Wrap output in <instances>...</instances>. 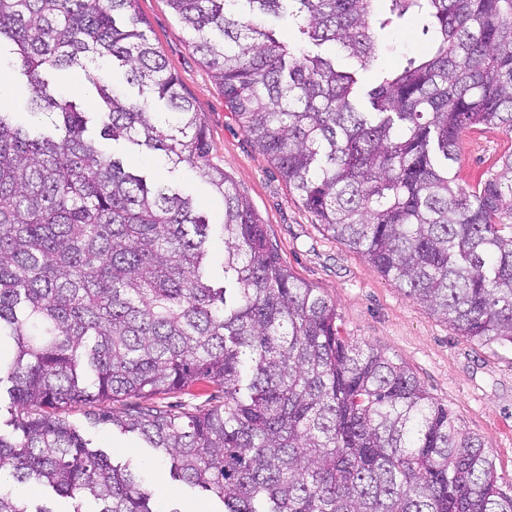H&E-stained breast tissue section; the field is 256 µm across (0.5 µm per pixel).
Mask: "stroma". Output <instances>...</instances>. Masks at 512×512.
<instances>
[{"instance_id":"1","label":"stroma","mask_w":512,"mask_h":512,"mask_svg":"<svg viewBox=\"0 0 512 512\" xmlns=\"http://www.w3.org/2000/svg\"><path fill=\"white\" fill-rule=\"evenodd\" d=\"M137 10L150 42L177 75L184 95L202 118L212 163L223 168L250 200L284 264L335 305L342 336L371 345L393 362L407 366L438 402L448 406L463 431L486 442L503 486L511 493L512 347L479 344L458 335L407 298L361 255L333 239L229 112L223 89L191 48L188 31L166 0H138ZM426 50L414 18L405 17L380 39L373 63L358 71V80L364 89H372L380 71L396 69L406 58ZM104 149L148 182L176 187L191 197L210 224L222 223L223 200L195 169L172 166L159 154L126 142L108 141ZM510 151L512 137L501 130L480 127L465 131L453 169L457 183L473 189L498 158ZM68 419L92 447L106 451L114 460L134 455L146 462L152 486L179 512H219L218 501L172 480L138 435L94 423L83 406L71 408Z\"/></svg>"}]
</instances>
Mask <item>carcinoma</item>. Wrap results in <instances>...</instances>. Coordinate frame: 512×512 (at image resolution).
<instances>
[{
    "instance_id": "obj_1",
    "label": "carcinoma",
    "mask_w": 512,
    "mask_h": 512,
    "mask_svg": "<svg viewBox=\"0 0 512 512\" xmlns=\"http://www.w3.org/2000/svg\"><path fill=\"white\" fill-rule=\"evenodd\" d=\"M137 0H0L28 111H0V512L47 488L70 512H178L88 447L63 411L136 432L222 512H512L485 442L405 366L341 336L266 225L210 159L198 112L142 29ZM253 145L336 241L478 343L512 345V152L477 188L452 174L462 132L512 135V0H166ZM429 44L362 91L356 68L405 16ZM282 22L299 35L277 36ZM332 53H312L307 45ZM353 68H336V56ZM87 70L94 114L46 74ZM124 68L132 97L110 81ZM195 169L224 200V284L192 199L89 135ZM210 384L208 406L164 396ZM129 402L120 415L100 410Z\"/></svg>"
}]
</instances>
